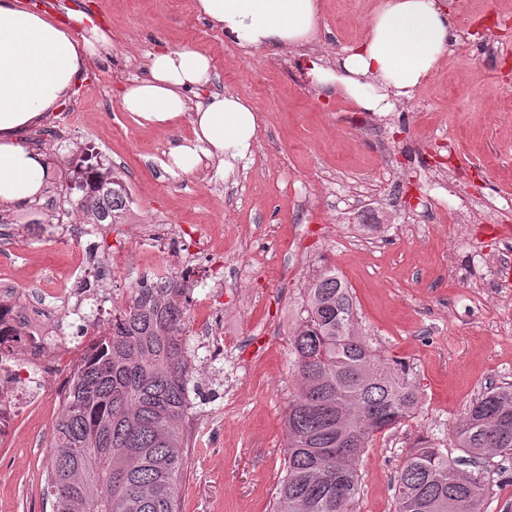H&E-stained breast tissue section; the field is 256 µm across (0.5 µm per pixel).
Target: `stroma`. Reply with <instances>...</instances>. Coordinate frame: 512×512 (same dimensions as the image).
I'll return each instance as SVG.
<instances>
[{"mask_svg":"<svg viewBox=\"0 0 512 512\" xmlns=\"http://www.w3.org/2000/svg\"><path fill=\"white\" fill-rule=\"evenodd\" d=\"M90 13L112 36L92 56L74 94L30 142L46 154L47 189L38 206L0 208L17 234L0 245L7 284L69 285L85 249L44 224L58 208L77 210L72 158L97 152L128 194L124 225L108 238L124 249L136 224H219L218 252L195 263L185 321L190 349L205 357L200 329L221 315L222 361L196 370L191 398L199 428L178 495L182 512H270L283 478L289 394L296 386L288 333L304 290L322 268L352 291L358 331L384 362L404 360L419 387L413 417L377 434L359 465L355 512H395L392 479L418 434L450 458L462 455L452 429L489 385L512 382V327L487 333L471 299L506 242L474 222L457 233L467 204L496 209L512 224V0H449L459 43L410 101L386 117L318 92L311 61L335 59L361 41L377 0H321L310 43L248 49L199 13L196 0H62ZM190 45L212 59L209 90L249 100L258 115L250 155L230 175H175L158 164L191 129L138 124L118 91L145 78L156 49ZM452 137L454 151L442 148ZM448 221L432 232L436 216ZM225 265L242 285L215 287ZM59 419L52 395L27 411L11 447H0V512H52L43 488Z\"/></svg>","mask_w":512,"mask_h":512,"instance_id":"stroma-1","label":"stroma"}]
</instances>
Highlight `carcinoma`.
<instances>
[{"mask_svg": "<svg viewBox=\"0 0 512 512\" xmlns=\"http://www.w3.org/2000/svg\"><path fill=\"white\" fill-rule=\"evenodd\" d=\"M93 157L76 158L78 209L88 224H121L125 187ZM191 290L182 275L155 288L136 283L73 373L45 478L52 512H179L194 414L183 336ZM303 313L288 338L298 385L288 398L285 475L272 512H354L358 461L377 434L414 415L417 386L404 362L381 361L358 334L352 295L336 270L310 281ZM454 440L474 463L512 459V383L482 391ZM457 466L418 436L394 476L395 512H482L490 482Z\"/></svg>", "mask_w": 512, "mask_h": 512, "instance_id": "1", "label": "carcinoma"}]
</instances>
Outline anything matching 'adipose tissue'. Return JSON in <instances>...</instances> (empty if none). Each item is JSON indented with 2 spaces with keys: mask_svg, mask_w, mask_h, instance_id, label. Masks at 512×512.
I'll list each match as a JSON object with an SVG mask.
<instances>
[{
  "mask_svg": "<svg viewBox=\"0 0 512 512\" xmlns=\"http://www.w3.org/2000/svg\"><path fill=\"white\" fill-rule=\"evenodd\" d=\"M199 11L226 37L252 49L294 48L310 41L318 0H197ZM82 37L37 7L0 0V205L29 202L44 191L46 156L24 140L48 112L67 101L88 59L112 45L110 33L85 15ZM454 17L445 0H379L366 37L334 65L313 64L317 89L335 90L358 108L394 111L412 98L457 44ZM148 76L125 84L124 111L142 125L167 128L189 117L192 135L173 146L164 169L191 175L215 164L244 159L257 135L255 110L228 92H212L189 104L185 91L209 82L210 58L193 48L149 54Z\"/></svg>",
  "mask_w": 512,
  "mask_h": 512,
  "instance_id": "ef3b65f1",
  "label": "adipose tissue"
}]
</instances>
